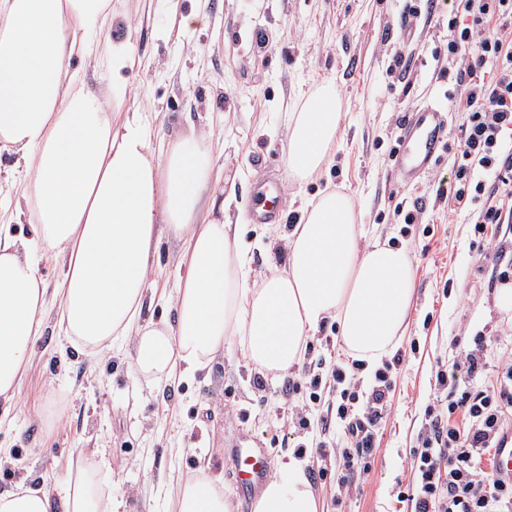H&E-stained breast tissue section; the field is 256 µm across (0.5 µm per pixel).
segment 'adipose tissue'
Wrapping results in <instances>:
<instances>
[{
    "label": "adipose tissue",
    "mask_w": 512,
    "mask_h": 512,
    "mask_svg": "<svg viewBox=\"0 0 512 512\" xmlns=\"http://www.w3.org/2000/svg\"><path fill=\"white\" fill-rule=\"evenodd\" d=\"M110 0H0V152L23 170L21 196L37 242L64 260L58 326L91 353L128 337L137 373L194 375L238 339L259 370L298 363L326 320L342 354L373 366L392 351L412 307L414 268L405 248L363 241L353 197L326 190L299 210L285 239L282 272L250 277L247 227L226 213L211 137L169 142L158 166L142 112L125 109L119 76L132 65L128 41L88 48L113 79L90 90L69 71L88 34L115 24ZM342 101L332 81L315 85L288 115L285 163L292 181L311 178L337 141ZM188 263L172 303L175 323L140 325L162 234ZM50 305L24 241L0 229V400L11 401ZM177 512H231L224 479L207 470L172 487ZM0 512H115L114 497L80 459L56 489L0 493ZM254 512H322L304 467L280 465Z\"/></svg>",
    "instance_id": "ef3b65f1"
}]
</instances>
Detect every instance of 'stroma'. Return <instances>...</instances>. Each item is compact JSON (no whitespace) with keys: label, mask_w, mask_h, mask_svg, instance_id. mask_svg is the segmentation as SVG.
<instances>
[{"label":"stroma","mask_w":512,"mask_h":512,"mask_svg":"<svg viewBox=\"0 0 512 512\" xmlns=\"http://www.w3.org/2000/svg\"><path fill=\"white\" fill-rule=\"evenodd\" d=\"M126 16L135 59L122 73L125 106L148 117L157 161L164 144L190 128L213 131L215 167L223 168L229 214L251 218L252 192L268 177L286 179V120L303 93L335 81L345 116L336 151L287 197L302 203L331 187L352 194L369 235L404 247L415 270L408 328L396 345L402 360L391 375V408L378 427L371 469L342 478L336 468L333 384L312 377L339 358L335 325L309 340L303 362L280 374L257 370L230 339L205 370L182 379L143 377L131 344L99 356L59 332L55 309L0 426V492L53 484L78 455L111 488L118 512H173L168 489L208 461L243 512L232 477L231 450L240 432L270 448L273 463L297 457L306 474L326 469L311 487L323 512H407L399 494L413 479L410 450L438 396L436 374L454 361L458 345L484 336L488 352L478 374L494 382L501 356L512 353V316L497 306L490 257L512 242L511 224L483 225L488 198L476 184L499 187L497 172L470 165L457 176L453 151L441 149L418 184L401 182L391 151L405 113L447 102L448 17L434 0H112ZM197 12L204 23L181 27ZM405 59L406 69L393 65ZM464 188L463 202L439 201L438 179ZM295 216L254 224L251 273L283 270V235ZM305 410L300 429L294 414Z\"/></svg>","instance_id":"obj_1"}]
</instances>
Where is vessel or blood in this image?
Returning a JSON list of instances; mask_svg holds the SVG:
<instances>
[{
  "mask_svg": "<svg viewBox=\"0 0 512 512\" xmlns=\"http://www.w3.org/2000/svg\"><path fill=\"white\" fill-rule=\"evenodd\" d=\"M448 139L446 108L433 102L409 112L404 120L395 155V171L408 184L416 182L433 166L439 150ZM270 184H263L253 200V211L259 223L272 224L279 220L282 207L268 201ZM234 477L244 499H251L263 485L270 467V453L264 443L248 434H240L232 454Z\"/></svg>",
  "mask_w": 512,
  "mask_h": 512,
  "instance_id": "1",
  "label": "vessel or blood"
}]
</instances>
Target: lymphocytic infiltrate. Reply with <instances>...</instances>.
<instances>
[{
    "label": "lymphocytic infiltrate",
    "mask_w": 512,
    "mask_h": 512,
    "mask_svg": "<svg viewBox=\"0 0 512 512\" xmlns=\"http://www.w3.org/2000/svg\"><path fill=\"white\" fill-rule=\"evenodd\" d=\"M448 62L462 91L456 107L468 114L460 129L459 171L468 162L512 173V152H502L498 138L512 130V40L494 29L493 20L512 16V0H448ZM500 69L487 76V62ZM485 352L483 339L474 349L460 351L451 369L438 370L442 395L421 444L413 450L415 479L401 500L413 512H512V480L482 470L483 455L495 454L512 431V358L504 360L495 383L476 385ZM327 376L342 386L336 417L341 432L337 468L351 471L368 463L375 447V430L388 410L390 375L380 371L369 390L365 407H357L354 393L345 391L347 368L330 364Z\"/></svg>",
    "instance_id": "f902f5d3"
}]
</instances>
